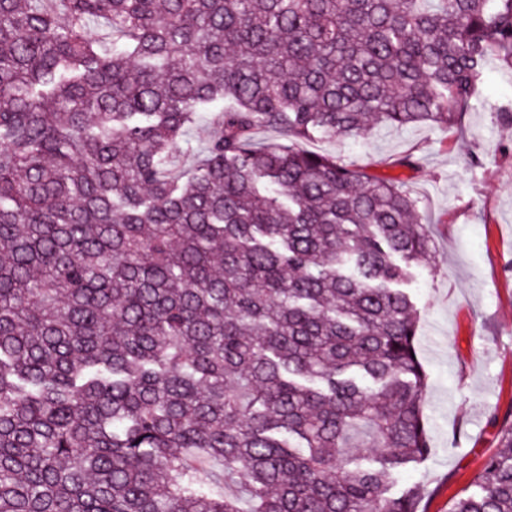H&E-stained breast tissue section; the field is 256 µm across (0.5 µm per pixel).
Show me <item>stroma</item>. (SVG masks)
I'll return each instance as SVG.
<instances>
[{
  "label": "stroma",
  "instance_id": "35a3bbf8",
  "mask_svg": "<svg viewBox=\"0 0 512 512\" xmlns=\"http://www.w3.org/2000/svg\"><path fill=\"white\" fill-rule=\"evenodd\" d=\"M300 147L397 182L427 223L435 263L413 267L405 290L420 312L432 451L396 484L419 486L425 512H448L498 448L495 416L512 409V72H489L461 127H379Z\"/></svg>",
  "mask_w": 512,
  "mask_h": 512
}]
</instances>
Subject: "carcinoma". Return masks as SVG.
Here are the masks:
<instances>
[{"mask_svg":"<svg viewBox=\"0 0 512 512\" xmlns=\"http://www.w3.org/2000/svg\"><path fill=\"white\" fill-rule=\"evenodd\" d=\"M494 67L512 0H0V512H422L417 201L254 135L452 128ZM497 437L448 512H512Z\"/></svg>","mask_w":512,"mask_h":512,"instance_id":"cac0c4a2","label":"carcinoma"}]
</instances>
